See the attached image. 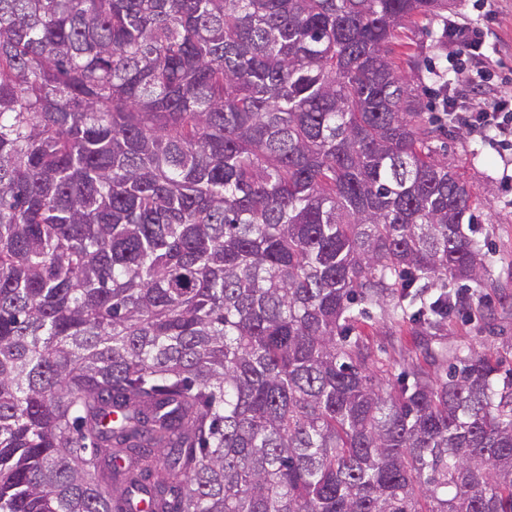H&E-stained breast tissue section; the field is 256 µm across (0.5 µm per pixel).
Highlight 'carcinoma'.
Here are the masks:
<instances>
[{"label": "carcinoma", "mask_w": 512, "mask_h": 512, "mask_svg": "<svg viewBox=\"0 0 512 512\" xmlns=\"http://www.w3.org/2000/svg\"><path fill=\"white\" fill-rule=\"evenodd\" d=\"M447 0H0V512H512V368L351 336L495 288L394 46Z\"/></svg>", "instance_id": "cac0c4a2"}]
</instances>
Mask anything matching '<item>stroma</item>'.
Here are the masks:
<instances>
[{
  "instance_id": "35a3bbf8",
  "label": "stroma",
  "mask_w": 512,
  "mask_h": 512,
  "mask_svg": "<svg viewBox=\"0 0 512 512\" xmlns=\"http://www.w3.org/2000/svg\"><path fill=\"white\" fill-rule=\"evenodd\" d=\"M448 20L478 24L488 31L485 47L493 51L497 63L482 81L485 98L470 95L455 61L447 57L442 33ZM401 50L424 62L423 79L416 88L427 105L425 126L434 128L440 123L437 93L444 83L459 89L460 111H478L487 98L504 102L512 110V0H457L447 20H422L405 31ZM490 138L487 132H468L446 141L444 152L480 195V236L494 253L491 275L498 285L470 295L465 311L454 314L441 331L426 338L417 336L414 324L392 309L371 310L353 333L368 345L376 366L390 378L400 377L410 365L426 362L438 352L452 357L487 348L500 351L512 365V205L502 197L504 164L490 148Z\"/></svg>"
}]
</instances>
